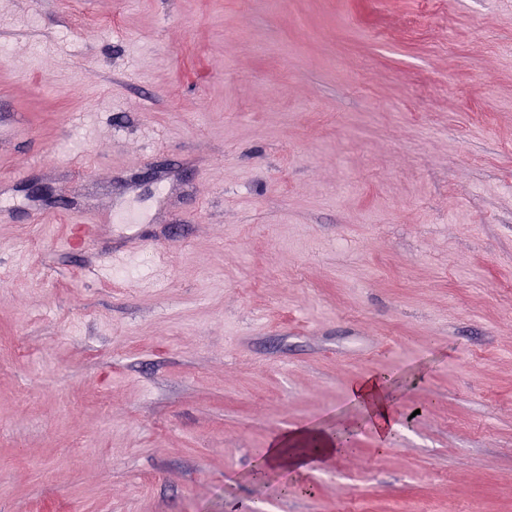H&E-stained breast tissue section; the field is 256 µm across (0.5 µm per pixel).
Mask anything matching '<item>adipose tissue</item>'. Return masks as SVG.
Returning <instances> with one entry per match:
<instances>
[{
  "label": "adipose tissue",
  "mask_w": 512,
  "mask_h": 512,
  "mask_svg": "<svg viewBox=\"0 0 512 512\" xmlns=\"http://www.w3.org/2000/svg\"><path fill=\"white\" fill-rule=\"evenodd\" d=\"M350 395L360 411L358 419L330 429L304 427L277 438L267 451L268 466L301 477L313 467L332 464L343 452L342 441L358 427H369L384 442L401 429L398 395L386 375L372 374L356 381Z\"/></svg>",
  "instance_id": "obj_1"
}]
</instances>
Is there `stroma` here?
Masks as SVG:
<instances>
[{
	"mask_svg": "<svg viewBox=\"0 0 512 512\" xmlns=\"http://www.w3.org/2000/svg\"><path fill=\"white\" fill-rule=\"evenodd\" d=\"M0 107V512H512V0H0ZM353 402L360 411L356 420L342 421L335 428L310 426L296 429L277 438L268 448L267 464L292 473L293 478L306 475L314 466L332 464L336 457L348 451L340 442L353 435L359 426L369 427L378 438L386 443L403 425V416L398 406V395L388 377L372 374L356 381L350 389ZM317 442L314 454H285V448L302 440Z\"/></svg>",
	"mask_w": 512,
	"mask_h": 512,
	"instance_id": "35a3bbf8",
	"label": "stroma"
}]
</instances>
